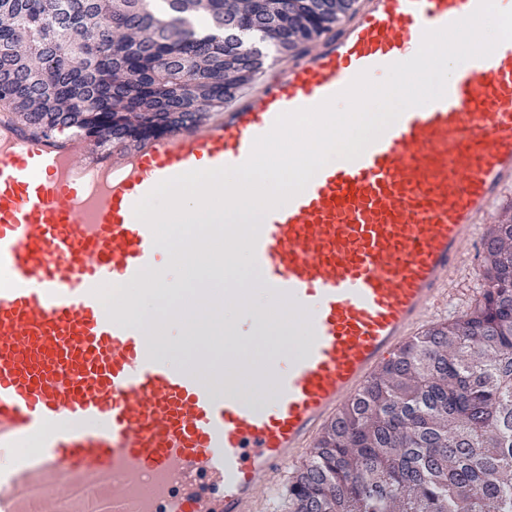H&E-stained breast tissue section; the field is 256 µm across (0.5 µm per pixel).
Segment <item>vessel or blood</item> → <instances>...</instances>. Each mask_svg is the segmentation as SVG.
<instances>
[{"mask_svg":"<svg viewBox=\"0 0 512 512\" xmlns=\"http://www.w3.org/2000/svg\"><path fill=\"white\" fill-rule=\"evenodd\" d=\"M478 0H362L219 117L102 143L0 120V512H263L276 476L427 322L481 228L512 209V41L455 70L443 99L406 110L364 153L326 164L258 223L208 241L220 293L182 292L156 316L128 283L168 257L134 206L162 180L243 163L277 116L360 73L386 74L425 30ZM241 244L258 280L227 279ZM261 287L304 316L302 348L251 373L200 332L189 365L153 341L204 304ZM96 479L102 496L82 488Z\"/></svg>","mask_w":512,"mask_h":512,"instance_id":"b4317fda","label":"vessel or blood"}]
</instances>
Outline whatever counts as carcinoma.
Instances as JSON below:
<instances>
[{"label": "carcinoma", "mask_w": 512, "mask_h": 512, "mask_svg": "<svg viewBox=\"0 0 512 512\" xmlns=\"http://www.w3.org/2000/svg\"><path fill=\"white\" fill-rule=\"evenodd\" d=\"M354 0H0V111L119 142L224 106ZM468 313L412 338L288 485L289 512H512V216Z\"/></svg>", "instance_id": "carcinoma-1"}]
</instances>
